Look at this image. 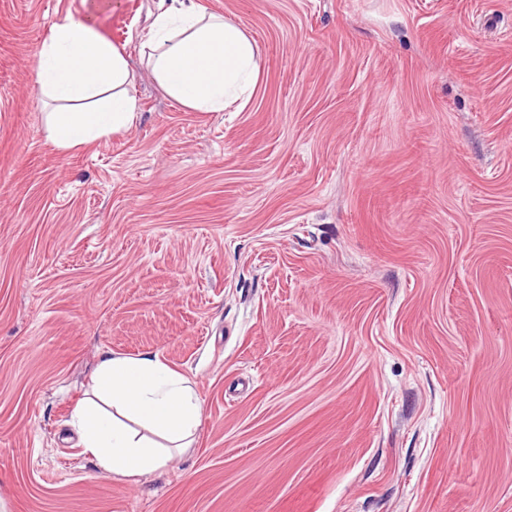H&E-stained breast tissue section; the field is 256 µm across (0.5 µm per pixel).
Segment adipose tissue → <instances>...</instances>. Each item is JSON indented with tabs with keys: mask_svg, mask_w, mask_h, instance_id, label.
I'll list each match as a JSON object with an SVG mask.
<instances>
[{
	"mask_svg": "<svg viewBox=\"0 0 512 512\" xmlns=\"http://www.w3.org/2000/svg\"><path fill=\"white\" fill-rule=\"evenodd\" d=\"M142 46L154 78L195 111H224L259 73L255 43L238 25L202 15L194 0H161ZM131 77L127 58L92 13L67 15L44 41L35 71L39 94L67 104L48 113L46 140L70 149L127 129L137 112ZM200 422L188 379L161 357L113 352L101 356L70 420L99 471L127 478L152 473L173 451L191 447Z\"/></svg>",
	"mask_w": 512,
	"mask_h": 512,
	"instance_id": "adipose-tissue-1",
	"label": "adipose tissue"
}]
</instances>
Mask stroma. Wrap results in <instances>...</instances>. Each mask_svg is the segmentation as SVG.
<instances>
[{
  "label": "stroma",
  "instance_id": "35a3bbf8",
  "mask_svg": "<svg viewBox=\"0 0 512 512\" xmlns=\"http://www.w3.org/2000/svg\"><path fill=\"white\" fill-rule=\"evenodd\" d=\"M261 71L221 112L141 62L158 0H0V512H512V0H194ZM92 13L136 118L48 142ZM159 354L193 448L106 476L67 421Z\"/></svg>",
  "mask_w": 512,
  "mask_h": 512
}]
</instances>
